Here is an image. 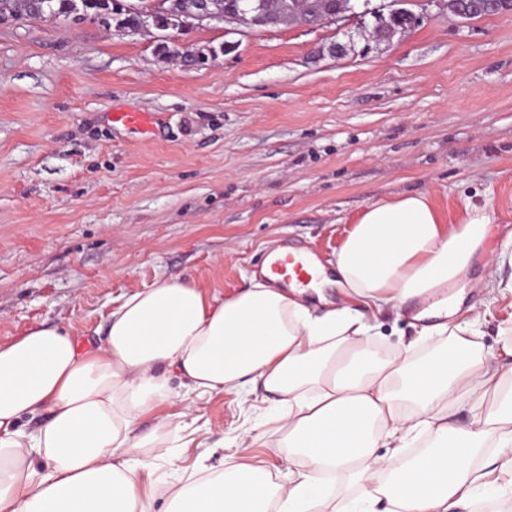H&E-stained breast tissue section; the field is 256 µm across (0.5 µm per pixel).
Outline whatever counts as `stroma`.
<instances>
[{"label": "stroma", "instance_id": "obj_1", "mask_svg": "<svg viewBox=\"0 0 512 512\" xmlns=\"http://www.w3.org/2000/svg\"><path fill=\"white\" fill-rule=\"evenodd\" d=\"M342 26L243 30L211 22L193 48L232 43L187 70L158 32L99 22L0 24V344L35 327L102 342L113 299L165 280L229 296L272 249L334 259L365 205L428 192L448 216L490 203L488 250L512 230V15L462 20L441 0H371ZM410 9L418 24L369 41L374 14ZM346 44L345 55L326 49ZM116 112L156 116L148 132ZM486 355L512 333V294L467 299ZM410 306L370 316L389 354L418 337ZM169 395L137 421L189 425L220 470L237 437L284 407L263 389L187 401Z\"/></svg>", "mask_w": 512, "mask_h": 512}]
</instances>
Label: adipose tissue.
Returning <instances> with one entry per match:
<instances>
[{
  "label": "adipose tissue",
  "instance_id": "obj_1",
  "mask_svg": "<svg viewBox=\"0 0 512 512\" xmlns=\"http://www.w3.org/2000/svg\"><path fill=\"white\" fill-rule=\"evenodd\" d=\"M491 223L487 207L453 220L430 194L405 192L362 209L333 267L307 256V287L267 270L227 297L163 281L117 299L100 346L80 349L57 327L0 346V512H154L159 500L168 512H330L335 479L359 488L346 512L382 500L387 512H463L487 469L512 488V366L484 355L462 309ZM327 288L347 303L317 313L303 302ZM415 300L421 335L445 344L381 356L356 304ZM170 369L202 395L252 383L279 396L288 411L263 436L287 443L300 469L276 483L232 457L221 473L202 464L198 479L145 487V451L167 456L172 431L162 420L138 434L137 419L165 398ZM459 404L469 426L451 420ZM416 430L433 443L401 461Z\"/></svg>",
  "mask_w": 512,
  "mask_h": 512
}]
</instances>
